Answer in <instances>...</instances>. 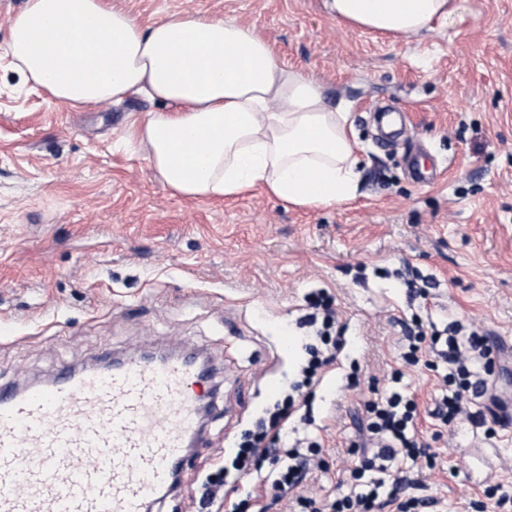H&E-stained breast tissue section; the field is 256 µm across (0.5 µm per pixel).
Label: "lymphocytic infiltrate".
<instances>
[{"mask_svg": "<svg viewBox=\"0 0 512 512\" xmlns=\"http://www.w3.org/2000/svg\"><path fill=\"white\" fill-rule=\"evenodd\" d=\"M307 303L314 341L305 347L307 357L290 385L291 393L276 401L254 430L242 435L235 454L224 466V475L239 479L261 472L265 464L275 465L276 499L296 512H424L431 507V500L405 497V483L399 472L406 463L433 468L435 455L421 436L420 406L404 384L403 372H395L390 388L366 404V425L360 442L362 460L350 470L348 488L342 495L331 498L305 489L308 477L321 466L318 443L299 439L289 447H277L281 432L299 415L297 394L317 385L346 347L344 329L338 323L330 294L323 289L311 292ZM491 353L486 336L477 328L464 336L452 326L444 335L421 332L410 337L403 354L406 364H418L425 354L443 368L430 412L439 427L451 430L466 422L484 429L491 437L496 425L512 417V398L491 394ZM487 396L494 405L492 414L470 410L471 402Z\"/></svg>", "mask_w": 512, "mask_h": 512, "instance_id": "f902f5d3", "label": "lymphocytic infiltrate"}]
</instances>
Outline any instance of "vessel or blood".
Instances as JSON below:
<instances>
[{
	"label": "vessel or blood",
	"mask_w": 512,
	"mask_h": 512,
	"mask_svg": "<svg viewBox=\"0 0 512 512\" xmlns=\"http://www.w3.org/2000/svg\"><path fill=\"white\" fill-rule=\"evenodd\" d=\"M204 373L140 357L0 385V512H144L200 441Z\"/></svg>",
	"instance_id": "vessel-or-blood-1"
}]
</instances>
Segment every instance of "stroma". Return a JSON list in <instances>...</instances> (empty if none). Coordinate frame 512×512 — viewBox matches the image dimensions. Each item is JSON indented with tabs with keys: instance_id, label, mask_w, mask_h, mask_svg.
Here are the masks:
<instances>
[{
	"instance_id": "1",
	"label": "stroma",
	"mask_w": 512,
	"mask_h": 512,
	"mask_svg": "<svg viewBox=\"0 0 512 512\" xmlns=\"http://www.w3.org/2000/svg\"><path fill=\"white\" fill-rule=\"evenodd\" d=\"M114 2L144 25L188 9L251 27L280 60L320 78L331 102L350 104L358 195L303 208L260 187L224 199L171 194L126 141L131 117L163 103L74 109L25 84L0 52V384L50 380L107 353L200 351L217 369V395L180 490L152 512H233L250 493L284 512L268 482L241 478L208 505L202 485L293 381L306 356L304 298L324 288L347 347L296 435L322 445L311 486L337 495L361 460L350 445L365 404L395 370L432 405L434 371L401 358L409 327L458 321L512 337V0H461V20L396 41L336 20L324 0ZM384 104L404 115L389 147L372 119ZM413 159L437 180L414 181ZM355 362L360 381L349 388ZM419 428L437 465L404 467L411 493L497 512L484 490L497 483L512 495V426L492 439L467 424L439 435L425 415Z\"/></svg>"
}]
</instances>
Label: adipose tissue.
Returning <instances> with one entry per match:
<instances>
[{"instance_id": "obj_1", "label": "adipose tissue", "mask_w": 512, "mask_h": 512, "mask_svg": "<svg viewBox=\"0 0 512 512\" xmlns=\"http://www.w3.org/2000/svg\"><path fill=\"white\" fill-rule=\"evenodd\" d=\"M355 28L398 39L457 17L460 0H325ZM23 78L71 106L111 108L139 93L163 102L129 135L147 169L191 200L261 187L292 206L355 198L359 144L345 103L279 60L251 28L186 11L140 25L111 0H26L8 22Z\"/></svg>"}]
</instances>
